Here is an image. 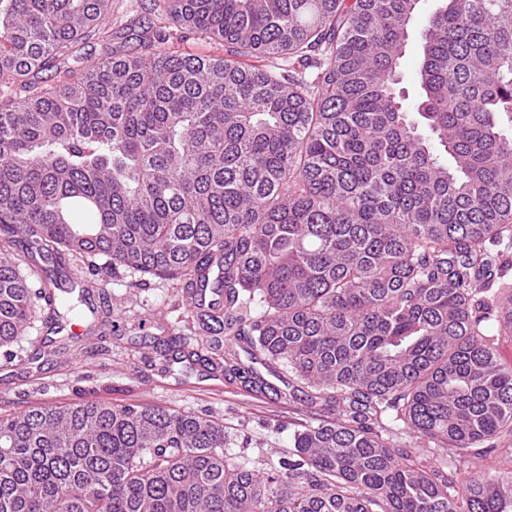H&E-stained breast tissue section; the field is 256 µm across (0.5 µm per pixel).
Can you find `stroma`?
<instances>
[{
  "label": "stroma",
  "instance_id": "1",
  "mask_svg": "<svg viewBox=\"0 0 512 512\" xmlns=\"http://www.w3.org/2000/svg\"><path fill=\"white\" fill-rule=\"evenodd\" d=\"M98 286L105 298L121 304L123 319L144 322V330L133 341L116 340L99 301H90L79 317L83 335H72L65 319L48 334L40 359L8 363L0 358V412L85 398L159 405L221 418L231 453L260 448L275 459L288 450L300 424L314 421L304 405L253 396L220 371L185 361L161 372L158 353L185 317L171 282L142 285L121 271L100 276Z\"/></svg>",
  "mask_w": 512,
  "mask_h": 512
}]
</instances>
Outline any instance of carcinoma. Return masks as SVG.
<instances>
[{"mask_svg":"<svg viewBox=\"0 0 512 512\" xmlns=\"http://www.w3.org/2000/svg\"><path fill=\"white\" fill-rule=\"evenodd\" d=\"M150 2L127 53L111 0H0V350L45 321L40 260L71 256L190 307L210 289L184 356L323 418L237 461L209 415L30 406L0 415V512H512V467L438 460L512 436V0L423 18L414 108L419 0ZM186 36L224 56L168 47ZM436 5L437 0H419L417 15L410 31L406 54L401 66L403 81L399 85L400 88H403L405 103L408 105H412L418 98L417 64L420 52L418 28L422 18L432 12Z\"/></svg>","mask_w":512,"mask_h":512,"instance_id":"obj_1","label":"carcinoma"}]
</instances>
